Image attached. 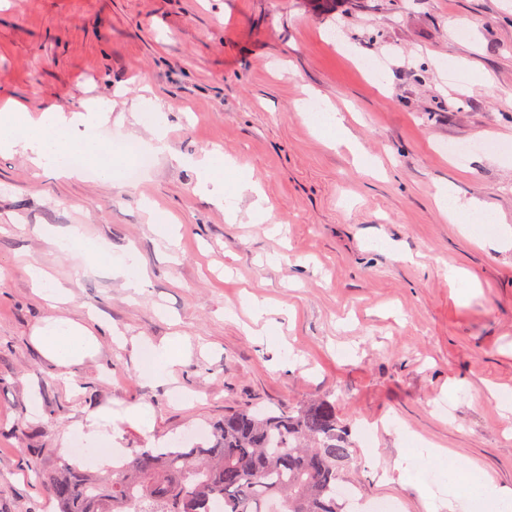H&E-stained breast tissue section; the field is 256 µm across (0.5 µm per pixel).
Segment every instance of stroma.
Segmentation results:
<instances>
[{
  "label": "stroma",
  "mask_w": 512,
  "mask_h": 512,
  "mask_svg": "<svg viewBox=\"0 0 512 512\" xmlns=\"http://www.w3.org/2000/svg\"><path fill=\"white\" fill-rule=\"evenodd\" d=\"M468 62V70L454 60ZM108 102L98 137L149 140L137 123L164 104L173 157L133 183L59 178L0 153V512H59L43 480L80 461L64 435L105 409L122 458L225 413L335 400L354 444L340 482L358 497L426 512L419 466L384 481L398 455L432 444L512 491V418L489 387L512 389V248L474 236L435 205L438 186L512 225V0H0V105L30 111ZM341 111L351 145L329 146L301 102ZM470 147L464 161L448 145ZM220 147L269 200L278 232L235 223L197 188L196 157ZM168 217L166 242L148 223ZM80 225L145 271L134 291L85 265L38 226ZM35 264L72 292L40 299ZM465 269V296L448 268ZM252 298L269 312L253 321ZM51 318L96 327V353L61 366L34 344ZM186 337L169 381L142 372L139 347ZM471 394L449 396L454 381ZM146 405L151 431L123 421ZM376 424L370 447L358 425Z\"/></svg>",
  "instance_id": "35a3bbf8"
}]
</instances>
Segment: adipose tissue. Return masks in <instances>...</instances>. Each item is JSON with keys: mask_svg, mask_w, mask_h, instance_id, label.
I'll return each mask as SVG.
<instances>
[{"mask_svg": "<svg viewBox=\"0 0 512 512\" xmlns=\"http://www.w3.org/2000/svg\"><path fill=\"white\" fill-rule=\"evenodd\" d=\"M109 110L107 102L95 101L68 115L59 109H48L33 118L18 106L1 107L0 152L32 155L44 168L66 177L75 173L70 157L76 153L98 166L102 182L114 183V165L109 158L110 152L104 149L95 135L96 128L105 120ZM61 129L68 131L67 139H58L57 132ZM192 164L198 176L199 191L208 194L215 203L223 204L227 220H235V210L224 202V172L233 168V160L225 158L223 152L214 149L193 159ZM436 203L449 220L455 221L459 216H467L464 231H471V223L475 220L487 219L499 225V241L503 245L512 246V226L503 224L501 216L488 211L481 201L474 198L460 199L452 187L444 186L436 193ZM41 233L60 249L79 251L90 261L117 264L126 287H141L143 274L134 247H126L120 258L116 259L97 240L87 237L80 226L58 229L47 225ZM32 340L47 358L64 366L81 362L93 355L98 346V338L88 325L68 319L47 320L44 325L35 328ZM185 353V345L179 338L149 346L143 352L145 376L155 381L167 379ZM115 429L114 418L103 411L97 414L93 423L74 425L69 435L90 448L89 459L93 464L106 466L111 464L116 454L112 446ZM419 464L440 468L446 478L442 494L422 490L426 512H455L463 502L473 500L483 502L487 512H512V496L490 481L475 463L446 455L443 449L429 445L407 449L396 461L394 469L403 476Z\"/></svg>", "mask_w": 512, "mask_h": 512, "instance_id": "adipose-tissue-1", "label": "adipose tissue"}]
</instances>
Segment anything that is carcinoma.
<instances>
[{
  "label": "carcinoma",
  "instance_id": "cac0c4a2",
  "mask_svg": "<svg viewBox=\"0 0 512 512\" xmlns=\"http://www.w3.org/2000/svg\"><path fill=\"white\" fill-rule=\"evenodd\" d=\"M210 447L157 448L112 467V479L46 481L62 512H340L338 468L352 442L326 397L286 411L224 414Z\"/></svg>",
  "mask_w": 512,
  "mask_h": 512
}]
</instances>
